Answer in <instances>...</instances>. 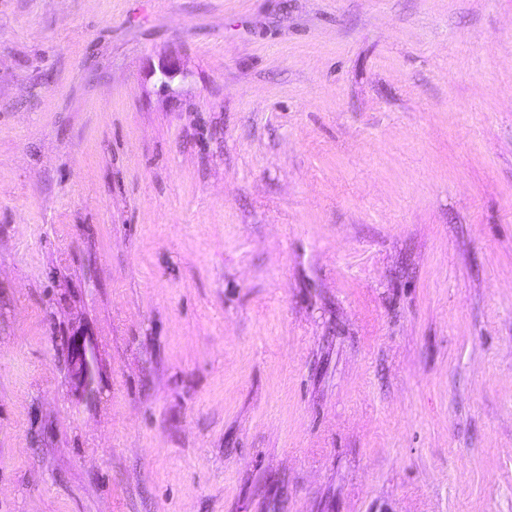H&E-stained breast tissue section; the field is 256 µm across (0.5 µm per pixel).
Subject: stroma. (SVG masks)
Segmentation results:
<instances>
[{
    "label": "stroma",
    "instance_id": "stroma-1",
    "mask_svg": "<svg viewBox=\"0 0 512 512\" xmlns=\"http://www.w3.org/2000/svg\"><path fill=\"white\" fill-rule=\"evenodd\" d=\"M0 512H512V0H0ZM69 369L77 382L85 383L88 379L90 366L85 350L80 345H71L69 353Z\"/></svg>",
    "mask_w": 512,
    "mask_h": 512
}]
</instances>
